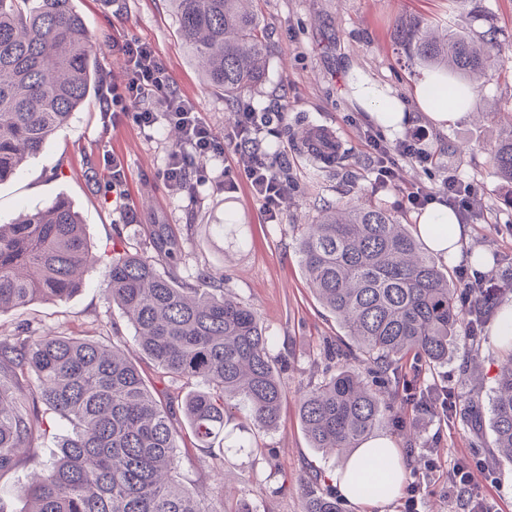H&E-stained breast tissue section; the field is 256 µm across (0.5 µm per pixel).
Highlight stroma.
Wrapping results in <instances>:
<instances>
[{
  "instance_id": "obj_1",
  "label": "stroma",
  "mask_w": 512,
  "mask_h": 512,
  "mask_svg": "<svg viewBox=\"0 0 512 512\" xmlns=\"http://www.w3.org/2000/svg\"><path fill=\"white\" fill-rule=\"evenodd\" d=\"M444 0H257L261 22L272 45L267 78L252 93L255 108L284 112L285 118L269 134H261L259 147L281 151L288 173L299 189L286 205L280 223L263 221L261 205L247 192L224 193L219 183L224 162L235 159L232 143L224 145L223 161H199L181 191L162 179L169 149L176 146L173 128L143 130L131 119L117 127L104 126L98 106L72 115L68 125L48 139L42 152L16 176L0 183V219L10 220L19 210L34 209L67 197L83 219L85 234L95 252L136 248L154 255L150 242L153 225H165L182 251L175 274L194 282L199 269L209 267L224 274V290L250 305L261 316L272 341L271 354L281 364L287 398L280 422L272 430L256 429L252 456H225L216 461L203 448L180 451V469L188 487L199 499L236 512L249 505L251 512H303L302 485L320 475L321 490H333L331 475L344 466L345 456L310 447L301 427L298 408L302 391L333 370L327 349L341 329L335 317L313 296L302 274L297 252L298 225L314 221L326 206L366 198L387 209L403 224L414 222L404 210L401 194L389 189L373 191L370 159L359 133L364 112L353 100L350 70L370 77L380 87L401 93L413 91L421 80L393 43L396 27L406 20L438 16ZM97 42L95 65L101 77L119 75L123 60L112 52V31L149 40L158 48L179 91L194 102L202 117L218 133L234 122L233 103L206 84L193 53L178 35V18L169 0H75ZM470 106L468 120L448 131L430 129L428 147L436 162L403 165L405 184L424 187L441 196L448 180L460 178L481 189L484 215L470 222L469 247L487 251L491 271L512 261V193L494 174L490 147L512 132V71L489 70ZM326 124L344 144L339 162L332 166L314 161L303 143L310 125ZM122 164L124 198L107 187L112 180L104 166L105 155ZM97 170L96 181H86L85 162ZM133 208L135 223H128L126 208ZM231 223L228 235L215 233L218 224ZM35 336H90L100 340L119 336L129 357L143 356L134 330L106 294L103 266L84 274L82 287L69 298L35 302L0 315V340L14 336L19 326ZM506 344L485 323L476 359L477 383H469L467 353L457 350L447 364L422 370L420 386L454 388L459 397L478 398L488 409L495 376ZM397 413L417 434L408 448L395 427L381 426L394 436L403 456L407 481L421 479V512H462L439 473L429 471L421 451L433 449L440 460L454 456L482 460L475 477L492 512H512V467L493 458L489 429H476L463 417L444 423L417 411L412 402L398 399Z\"/></svg>"
}]
</instances>
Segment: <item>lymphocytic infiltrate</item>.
I'll use <instances>...</instances> for the list:
<instances>
[{"mask_svg":"<svg viewBox=\"0 0 512 512\" xmlns=\"http://www.w3.org/2000/svg\"><path fill=\"white\" fill-rule=\"evenodd\" d=\"M112 49L122 56L124 68L120 76L103 86L100 110L105 117L115 120L123 116L132 118L143 129L164 124L180 130L181 140L168 152L162 171L167 184L175 190L183 189L194 159L222 158L225 143H233L236 161L224 168L225 192L235 193L240 187H247L252 198L260 202L265 223H279L297 186L286 173L283 153L261 151L257 141L265 129L282 121V113L260 112L252 103L240 101L231 131L220 135L202 118L197 107L179 93L150 42L120 34L113 38ZM360 131L372 154L375 189L398 188L402 162L425 164L431 159L425 148L428 133L424 127L410 128L393 140L370 125L361 126ZM456 276L462 286L460 304L465 318L470 320L484 318L492 298L501 291V280L512 278V272L505 270L498 276L473 274L463 267ZM446 478L449 489L464 501L467 512H489L470 463L459 461L449 465Z\"/></svg>","mask_w":512,"mask_h":512,"instance_id":"obj_1","label":"lymphocytic infiltrate"}]
</instances>
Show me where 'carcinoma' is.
I'll use <instances>...</instances> for the list:
<instances>
[{
    "label": "carcinoma",
    "mask_w": 512,
    "mask_h": 512,
    "mask_svg": "<svg viewBox=\"0 0 512 512\" xmlns=\"http://www.w3.org/2000/svg\"><path fill=\"white\" fill-rule=\"evenodd\" d=\"M172 7L212 89L237 101L262 84L270 46L255 0H172ZM395 39L418 67L473 83L505 66L493 25L475 34L415 19ZM93 47L73 0H0V182L95 98ZM490 154L500 180L512 184V134ZM152 234L157 255L175 265L178 240L162 226ZM298 252L315 299L344 330L330 355L345 362L303 391L299 418L310 447L343 453L392 420L398 393L386 399L373 383L403 386L408 355L433 369L457 350L458 288L405 225L370 202L332 207L302 225ZM101 262L108 297L156 367V385L118 343L34 336L20 326L0 341V477L35 467L16 489L26 512H218L179 480L180 444L189 436L200 448L216 447L222 462L227 453L255 452L249 430L277 426L285 387L261 319L207 267L190 285L136 250L103 260L64 196L0 224V314L70 297L81 286L78 272ZM168 381L188 392H169ZM236 413L240 423L227 428ZM57 418L72 430L42 465L36 440ZM489 428L497 463L512 465V347L502 355ZM317 481L305 484L303 512H341ZM357 483L367 495L392 489L390 476L368 470Z\"/></svg>",
    "instance_id": "cac0c4a2"
}]
</instances>
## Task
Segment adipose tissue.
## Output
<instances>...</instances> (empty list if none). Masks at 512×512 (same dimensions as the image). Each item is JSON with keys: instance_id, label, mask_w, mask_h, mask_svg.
<instances>
[{"instance_id": "adipose-tissue-1", "label": "adipose tissue", "mask_w": 512, "mask_h": 512, "mask_svg": "<svg viewBox=\"0 0 512 512\" xmlns=\"http://www.w3.org/2000/svg\"><path fill=\"white\" fill-rule=\"evenodd\" d=\"M358 105L370 120L386 134L400 132L415 113L441 130L466 117L474 92L470 87L447 81L437 75H429L415 90L414 103L391 92H382L361 79L355 84ZM414 232L425 248L440 262H455L467 259L477 271L486 270L490 258L481 249L468 250V227L461 224L455 211L446 201L435 200L415 217ZM377 468L403 477L405 464L399 448L386 435L369 438L351 455L347 465L334 475L336 488L348 503H362L361 495L355 493L354 482L359 472Z\"/></svg>"}]
</instances>
